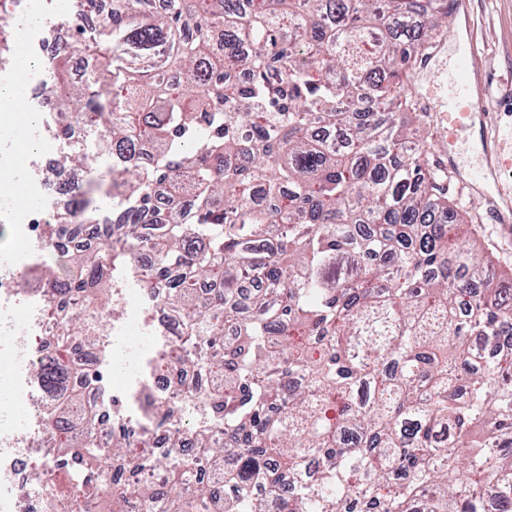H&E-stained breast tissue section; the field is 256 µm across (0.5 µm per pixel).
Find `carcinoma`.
<instances>
[{"instance_id":"1","label":"carcinoma","mask_w":512,"mask_h":512,"mask_svg":"<svg viewBox=\"0 0 512 512\" xmlns=\"http://www.w3.org/2000/svg\"><path fill=\"white\" fill-rule=\"evenodd\" d=\"M448 0H125L71 53L112 85L106 112L66 74L46 90L63 125L108 128L114 224L75 199L97 242L44 263L47 309L68 304L53 352L33 364L45 421L37 446L63 476L46 512H512V274L448 223L443 179L406 93L412 63L447 22ZM133 270L182 343L171 370L211 374L206 405L160 399L137 433L112 414L99 447L76 343L97 324L109 267ZM192 454L167 460L157 430ZM224 427V443L213 441ZM161 481L115 480L107 459Z\"/></svg>"}]
</instances>
